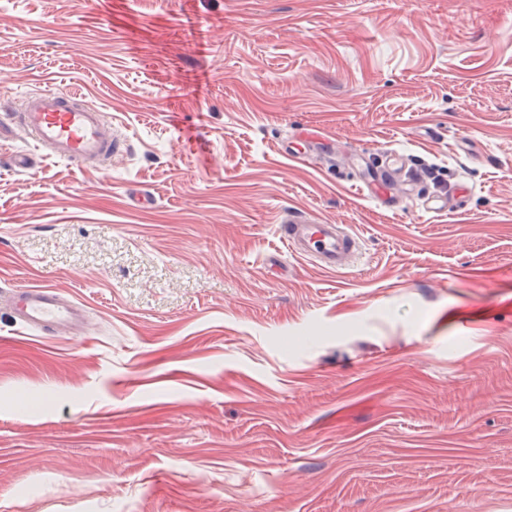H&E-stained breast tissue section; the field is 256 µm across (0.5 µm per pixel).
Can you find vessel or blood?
Returning a JSON list of instances; mask_svg holds the SVG:
<instances>
[{"label":"vessel or blood","instance_id":"1","mask_svg":"<svg viewBox=\"0 0 512 512\" xmlns=\"http://www.w3.org/2000/svg\"><path fill=\"white\" fill-rule=\"evenodd\" d=\"M11 121L24 143L23 149L11 156V164L17 169L25 170L30 165L25 149L29 143L45 150L47 156L79 167L111 159L117 148L111 123L74 88L59 86L27 93L13 107ZM406 162V156L399 153L373 162L371 175L361 180L368 196L385 208H398L402 198L395 191L396 185L405 184L410 193L417 188L416 181L403 178ZM280 234L292 254L328 271H346L359 256L358 235L339 224H322L291 213L281 224ZM7 309L12 322L42 336L75 334L87 325L81 304L48 285L11 291Z\"/></svg>","mask_w":512,"mask_h":512}]
</instances>
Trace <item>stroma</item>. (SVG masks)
Masks as SVG:
<instances>
[{
	"mask_svg": "<svg viewBox=\"0 0 512 512\" xmlns=\"http://www.w3.org/2000/svg\"><path fill=\"white\" fill-rule=\"evenodd\" d=\"M0 79L124 145L17 171L0 123V294L90 323L0 313V512H512V0H0ZM301 127L342 155L282 157ZM393 151L388 210L349 158ZM407 160L403 154L391 153L385 160H377L371 164L372 174L369 177L360 178L368 196L386 209L398 208L402 203V197L395 191V186L399 182H403L406 186L405 199L418 186L417 181L403 179ZM289 251L311 259L319 268L340 273L356 263L360 252L359 236L341 224H320L311 217L290 213L280 226ZM7 309L12 322L41 336L78 334L87 326L82 305L48 285L35 284L11 291Z\"/></svg>",
	"mask_w": 512,
	"mask_h": 512,
	"instance_id": "35a3bbf8",
	"label": "stroma"
}]
</instances>
